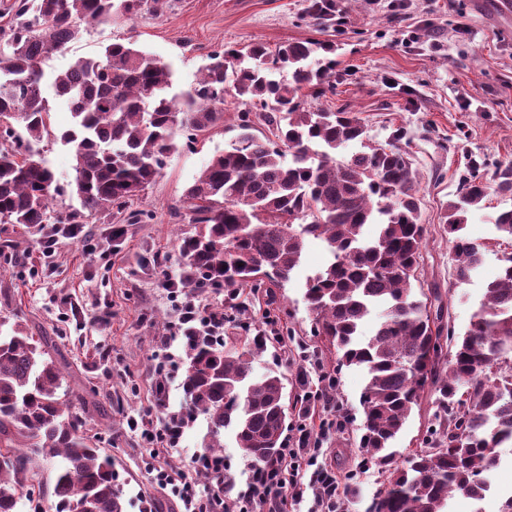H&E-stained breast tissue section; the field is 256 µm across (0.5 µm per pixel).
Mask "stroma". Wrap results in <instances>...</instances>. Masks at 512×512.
I'll use <instances>...</instances> for the list:
<instances>
[{
    "mask_svg": "<svg viewBox=\"0 0 512 512\" xmlns=\"http://www.w3.org/2000/svg\"><path fill=\"white\" fill-rule=\"evenodd\" d=\"M163 14L144 13L134 19L117 17L109 23L87 22L66 49L49 54L42 68L45 95L51 108L52 136L36 145L60 184L72 180L70 146L57 134L67 129L70 114L56 97L51 81L78 58L100 53L113 42H133L174 73L172 91L190 90L208 63L210 52L223 45L238 48L254 42L275 49L295 41L333 44L336 68L330 87L316 106L358 113L367 125V141L378 145L403 129L400 145L419 177L421 221L426 227L419 286L425 294L439 293L444 318L456 335H463L478 311L487 284L498 274L512 242L497 236L491 218L512 208V197L489 194L481 210L472 213L466 232L485 247L481 267L463 285L454 283V255L441 223L442 207L465 168V153L488 164L512 160V18L504 17L496 0H405L404 7H374L368 0H345L339 18L318 20L311 0H171ZM224 126L200 134L194 141L177 137L176 147L156 181L130 203L129 213L90 217L95 255L83 242L60 239L51 261H44L36 231L18 224H0V314L13 312L29 332L53 337L67 383L74 389L95 388L84 431L112 457L124 491L125 512H149L162 503L163 512H181L171 489L154 480L158 467L192 472L203 452L205 416L184 428L176 448L156 454L141 430L128 425L154 399V359L171 358L166 372L170 412L183 402L182 369L173 335L179 324L178 301L164 286L179 279L184 260L177 234H193L195 225L180 216L186 189L210 158L234 143L235 117L242 104L224 99ZM142 215L131 223L130 212ZM163 259L147 264L149 256ZM328 259L325 243L312 239L305 246L298 271L276 289V302L258 296L242 323L264 328L267 319L292 328L297 341L319 352L318 361H304L296 348H268L254 362L256 375L286 377L287 395L300 388L322 389L321 377L336 379L335 402L347 422L325 435L313 455L316 464L332 469L347 487L344 512H366L383 476L378 467L357 472L359 402L365 376L359 369L338 366L336 351L312 333V316L304 300L305 282ZM119 402L120 412L109 411ZM433 413L431 396L414 408L392 444L395 463L425 445ZM491 488L482 500L461 495L451 500V512H500L503 494L512 492V447L489 474Z\"/></svg>",
    "mask_w": 512,
    "mask_h": 512,
    "instance_id": "obj_1",
    "label": "stroma"
}]
</instances>
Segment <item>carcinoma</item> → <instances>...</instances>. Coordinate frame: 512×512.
<instances>
[{
	"label": "carcinoma",
	"mask_w": 512,
	"mask_h": 512,
	"mask_svg": "<svg viewBox=\"0 0 512 512\" xmlns=\"http://www.w3.org/2000/svg\"><path fill=\"white\" fill-rule=\"evenodd\" d=\"M170 0H14L11 25L0 28V224L51 223L54 173L32 143L51 134L42 63L62 50L81 22L161 14ZM330 44L293 42L271 51L262 43L210 53L193 91L170 95L168 65L132 43L113 42L56 75L72 124L59 139L71 145L70 193L81 203L59 220L82 224L85 213L110 214L150 187L176 138L224 124V93L245 109L231 148L215 154L182 200L185 218L203 234L178 238L181 286L199 298L224 289L246 309L243 287L256 267L275 287L299 266L306 240L332 255L306 283L313 332L336 348L338 363L362 369L363 420L358 468L387 466L384 491L367 512H443L456 494L480 498L512 445V257L485 288L463 336L431 326L432 303L416 298L424 224L418 177L406 151L366 143L355 112L315 108L331 78ZM308 90L305 95L302 90ZM25 133H20L16 125ZM292 156L284 161L285 154ZM441 216L455 257L456 283L483 262V245L463 233L468 217L494 191L512 196V161L490 166L467 156ZM368 224L379 226L372 238ZM512 240V209L493 217ZM379 312L372 334L364 323ZM291 336H217L192 322L180 327L183 404L178 415L208 420L205 454L224 461V431L255 466L280 461L287 428L284 378L254 376L267 344ZM434 398L429 447L391 467L389 449L425 390ZM69 392L47 337L0 317V512H125L112 457L83 434L84 416ZM54 464L44 475L38 461Z\"/></svg>",
	"instance_id": "1"
}]
</instances>
